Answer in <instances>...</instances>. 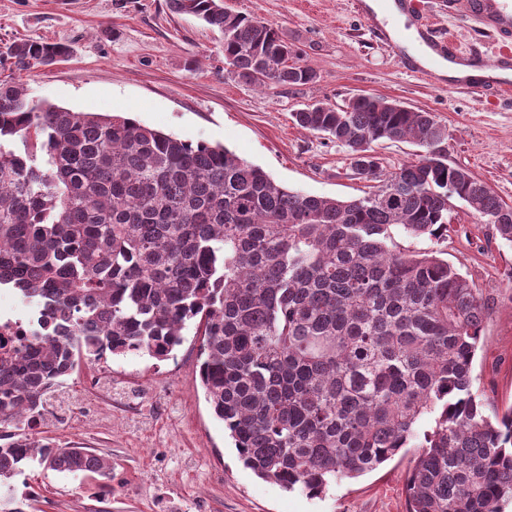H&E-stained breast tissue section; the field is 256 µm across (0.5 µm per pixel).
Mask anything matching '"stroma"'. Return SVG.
I'll return each instance as SVG.
<instances>
[{
    "label": "stroma",
    "instance_id": "stroma-1",
    "mask_svg": "<svg viewBox=\"0 0 512 512\" xmlns=\"http://www.w3.org/2000/svg\"><path fill=\"white\" fill-rule=\"evenodd\" d=\"M236 13L274 23L318 74L296 87L239 82L224 62L217 27L173 13L168 0H0V45L60 42L69 58L22 74L31 98L77 112L123 113L182 140L221 144L273 179L308 194L350 199L369 184L347 149L294 125L293 112L318 101L343 104L372 94L433 113L447 126L448 162L468 168L512 205V96L490 103L464 88L407 72L355 13L353 0H224ZM438 33L466 53L493 57L498 38L432 0ZM444 259L476 287L495 290L497 308L473 364L474 387L492 408L512 407V243L477 222L462 202L448 214ZM200 337L172 359L111 360L112 403L101 409L82 363L44 417L40 437L112 462L106 489L79 476L34 470L15 479L29 512H407V478L418 450L310 497L246 468L199 385ZM82 418L67 417L71 405Z\"/></svg>",
    "mask_w": 512,
    "mask_h": 512
}]
</instances>
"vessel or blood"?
Instances as JSON below:
<instances>
[{"label": "vessel or blood", "instance_id": "obj_1", "mask_svg": "<svg viewBox=\"0 0 512 512\" xmlns=\"http://www.w3.org/2000/svg\"><path fill=\"white\" fill-rule=\"evenodd\" d=\"M395 10L408 17L410 26L399 27L389 17L378 16L370 0H355L354 7L374 36L385 43L410 72L435 78L440 68L457 67L449 76L452 85L464 87L489 101L512 91V80L503 76L512 70V0H448V10L491 29L503 44L502 51L488 59L464 54L449 39L436 36L421 12V0H392Z\"/></svg>", "mask_w": 512, "mask_h": 512}]
</instances>
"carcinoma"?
<instances>
[{"instance_id":"1","label":"carcinoma","mask_w":512,"mask_h":512,"mask_svg":"<svg viewBox=\"0 0 512 512\" xmlns=\"http://www.w3.org/2000/svg\"><path fill=\"white\" fill-rule=\"evenodd\" d=\"M219 28L224 62L257 87L317 74L278 26L224 0H169ZM63 43L14 41L0 65L66 60ZM294 123L347 148L374 190L350 200L288 189L221 145L183 141L125 115L76 112L0 79V287L39 308L29 342L0 350V512H24V466L108 479L112 462L32 437L53 389L82 360L168 359L194 328L199 378L244 465L323 493L388 461L432 416L410 470L408 512H504L512 504V409H489L472 365L498 296L436 242L463 201L512 242V206L448 164V128L427 111L358 94ZM418 158L386 170L379 142Z\"/></svg>"}]
</instances>
